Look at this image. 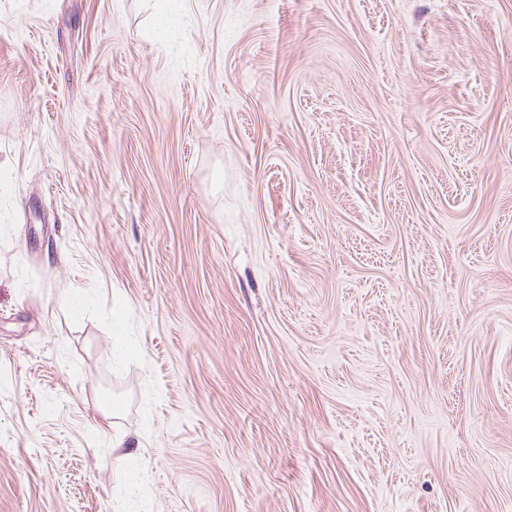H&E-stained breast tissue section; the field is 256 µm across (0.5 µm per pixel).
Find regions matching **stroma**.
<instances>
[{"label":"stroma","mask_w":512,"mask_h":512,"mask_svg":"<svg viewBox=\"0 0 512 512\" xmlns=\"http://www.w3.org/2000/svg\"><path fill=\"white\" fill-rule=\"evenodd\" d=\"M184 6L0 0V512H512V0ZM156 22L152 36L168 49L178 48L179 32L191 23V16L181 5L183 0H156ZM113 338L112 366L113 369L119 370L138 354V349L132 339L124 336L119 328ZM145 477L112 488L113 512H152L144 492Z\"/></svg>","instance_id":"obj_1"}]
</instances>
